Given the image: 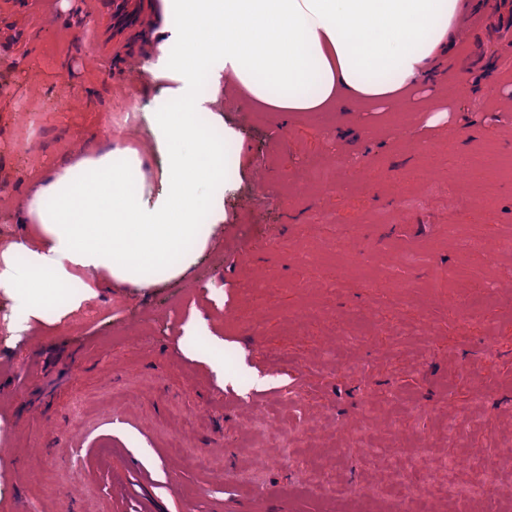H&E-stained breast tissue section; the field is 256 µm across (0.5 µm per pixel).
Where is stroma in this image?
Here are the masks:
<instances>
[{
	"instance_id": "stroma-1",
	"label": "stroma",
	"mask_w": 512,
	"mask_h": 512,
	"mask_svg": "<svg viewBox=\"0 0 512 512\" xmlns=\"http://www.w3.org/2000/svg\"><path fill=\"white\" fill-rule=\"evenodd\" d=\"M106 13L0 0V240L39 172L108 138L159 178L123 116L160 97L161 0L115 35ZM452 37L406 112H270L225 78L224 222L195 265L80 274L88 300L21 338L0 296V512H140L145 489L156 512H456L491 476L512 512V39L495 15Z\"/></svg>"
}]
</instances>
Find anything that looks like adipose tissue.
<instances>
[{"label": "adipose tissue", "mask_w": 512, "mask_h": 512, "mask_svg": "<svg viewBox=\"0 0 512 512\" xmlns=\"http://www.w3.org/2000/svg\"><path fill=\"white\" fill-rule=\"evenodd\" d=\"M168 68L152 70L183 112L159 103L149 130L160 157L147 182L137 150L121 141L44 174L23 202L35 231L0 247V293L14 303V336H26L78 274L141 288L153 269L179 275L196 263L224 221L219 158L209 153L189 110L205 109L201 79L219 91L224 76L272 112H354L409 103L448 50L459 0H163ZM205 31V40L195 32ZM204 210L207 221L192 220Z\"/></svg>", "instance_id": "1"}]
</instances>
